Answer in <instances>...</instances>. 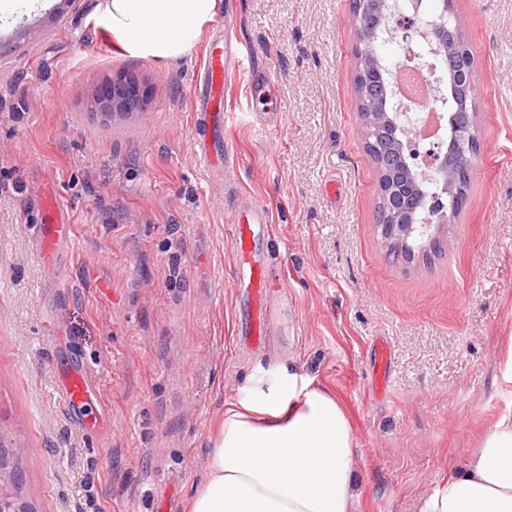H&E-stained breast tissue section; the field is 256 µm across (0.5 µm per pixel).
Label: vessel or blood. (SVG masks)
I'll return each mask as SVG.
<instances>
[{"mask_svg":"<svg viewBox=\"0 0 512 512\" xmlns=\"http://www.w3.org/2000/svg\"><path fill=\"white\" fill-rule=\"evenodd\" d=\"M243 57L242 46L235 43L232 36L209 41L204 50L202 71L193 90L195 110L212 136L211 141L198 145L195 158L215 179L223 178L226 164L235 159V147L226 132L229 115L224 105V86L229 74ZM59 212L57 199L46 196L41 222L36 226L44 251H52L67 231L66 225L58 220ZM268 223L266 206L256 202L248 209L237 212L230 226L234 241L236 285L244 298L243 309L235 315L234 331L250 343L260 341L264 336L272 304L284 286L282 275L274 272L259 248ZM61 397L70 407L85 403L88 397L86 380L79 375L65 378L61 385Z\"/></svg>","mask_w":512,"mask_h":512,"instance_id":"b4317fda","label":"vessel or blood"}]
</instances>
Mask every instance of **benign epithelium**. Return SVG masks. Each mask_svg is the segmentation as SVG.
<instances>
[{
	"instance_id": "1",
	"label": "benign epithelium",
	"mask_w": 512,
	"mask_h": 512,
	"mask_svg": "<svg viewBox=\"0 0 512 512\" xmlns=\"http://www.w3.org/2000/svg\"><path fill=\"white\" fill-rule=\"evenodd\" d=\"M79 0H59L48 16L49 25H54L78 9ZM355 6V21L358 36V52L365 56L367 65L360 82V97L367 102L378 92L382 93L384 110H364L362 129L369 136L370 128L377 131L375 143L382 145L389 157L387 172L380 173L381 197L385 203L388 224L382 236L386 244L409 236L426 239L436 245L432 229L448 223V209L453 201L448 198L456 166L448 163V152L442 145L427 150L425 166L415 165L409 160L414 145L415 128L410 116L395 99L393 85L387 81L388 65L377 51L385 39H394L406 51L410 61L420 57L418 51L422 41L434 43L432 54L437 59L448 57L446 34L448 33V4L450 0H439L437 12L419 22H398L401 9L397 0H351ZM131 88L124 84H109L98 96L100 106L112 112L126 110L131 101ZM15 470L0 458V512H27L5 485L15 484Z\"/></svg>"
}]
</instances>
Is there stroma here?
Segmentation results:
<instances>
[{
    "label": "stroma",
    "instance_id": "1",
    "mask_svg": "<svg viewBox=\"0 0 512 512\" xmlns=\"http://www.w3.org/2000/svg\"><path fill=\"white\" fill-rule=\"evenodd\" d=\"M101 3L51 30L57 0L0 19V45L24 25L33 40L0 55V452L23 473L17 497L30 512H188L225 411L291 374L347 414L355 512H418L512 409V0H453L479 161L439 250L409 260L382 241L350 0H233L170 63L124 54ZM228 26L253 55L225 85L239 161L219 182L192 159L207 130L191 87ZM254 69L282 105L264 131ZM108 81L136 82L142 107L101 111ZM49 191L73 227L52 255L33 230ZM256 201L286 288L265 345L240 349L228 226ZM67 373L87 404L65 406Z\"/></svg>",
    "mask_w": 512,
    "mask_h": 512
}]
</instances>
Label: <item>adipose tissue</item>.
Wrapping results in <instances>:
<instances>
[{
	"instance_id": "ef3b65f1",
	"label": "adipose tissue",
	"mask_w": 512,
	"mask_h": 512,
	"mask_svg": "<svg viewBox=\"0 0 512 512\" xmlns=\"http://www.w3.org/2000/svg\"><path fill=\"white\" fill-rule=\"evenodd\" d=\"M219 0H104L103 16L132 56L187 55ZM355 440L341 404L297 396L276 378L228 411L190 512H354ZM422 512H512V412L429 494Z\"/></svg>"
}]
</instances>
